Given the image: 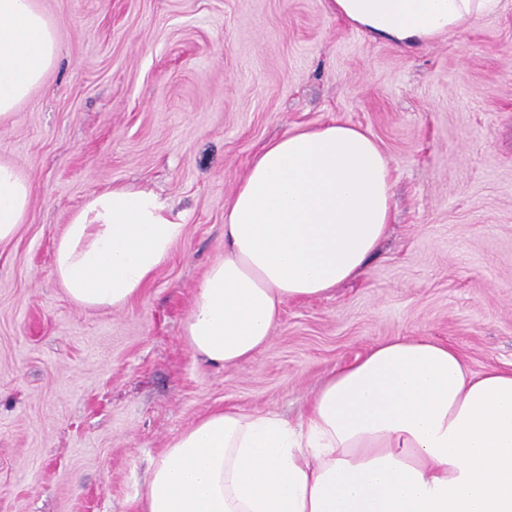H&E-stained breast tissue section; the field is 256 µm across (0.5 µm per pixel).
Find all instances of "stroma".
I'll return each instance as SVG.
<instances>
[{"mask_svg": "<svg viewBox=\"0 0 512 512\" xmlns=\"http://www.w3.org/2000/svg\"><path fill=\"white\" fill-rule=\"evenodd\" d=\"M60 35L44 85L0 123L32 186L0 249V512H134L150 461L211 410L297 421L327 376L393 337L512 364V0L407 49L325 0H38ZM370 133L394 181L364 273L288 303L248 363H199L183 325L224 255V213L252 159L306 126ZM146 186L184 224L141 294L75 304L53 274L71 215Z\"/></svg>", "mask_w": 512, "mask_h": 512, "instance_id": "stroma-1", "label": "stroma"}]
</instances>
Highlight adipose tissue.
I'll list each match as a JSON object with an SVG mask.
<instances>
[{"label": "adipose tissue", "instance_id": "1", "mask_svg": "<svg viewBox=\"0 0 512 512\" xmlns=\"http://www.w3.org/2000/svg\"><path fill=\"white\" fill-rule=\"evenodd\" d=\"M500 0H326L372 38L404 47L453 36ZM60 48L37 0H0V122L45 83ZM30 182L0 159V246L24 224ZM393 182L377 140L332 122L267 143L224 213V255L184 325L203 365L265 348L291 300L361 274L386 237ZM185 225L149 190L93 194L54 252L77 305L126 306ZM135 512H512V369H470L446 343L396 337L332 372L297 422L215 409L152 462Z\"/></svg>", "mask_w": 512, "mask_h": 512}]
</instances>
